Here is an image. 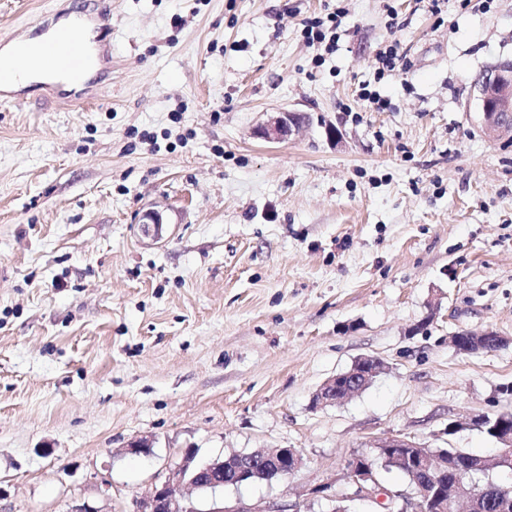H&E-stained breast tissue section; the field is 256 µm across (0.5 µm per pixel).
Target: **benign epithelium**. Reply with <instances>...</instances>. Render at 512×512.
I'll list each match as a JSON object with an SVG mask.
<instances>
[{"label": "benign epithelium", "instance_id": "7a95c632", "mask_svg": "<svg viewBox=\"0 0 512 512\" xmlns=\"http://www.w3.org/2000/svg\"><path fill=\"white\" fill-rule=\"evenodd\" d=\"M479 121L485 135L491 140L512 139V59H505L487 67L473 83ZM304 122L294 112L283 111L263 123L258 133L269 142H282L299 135ZM384 370L383 363L374 357L359 358L344 374L326 380L313 395V404L326 406L362 391ZM494 433L500 445L502 464L512 468V427L498 426ZM387 448L394 457L409 465L417 473L427 472V462L432 451L424 443L401 436L388 437L376 444ZM196 451L188 449L179 462L169 468L165 480L155 486L142 503L139 512H196L192 501L179 497L175 489L187 486L193 490L199 472L195 460ZM385 459L380 453L375 458L356 455L345 462L347 487L351 493L347 499H368L378 503L387 512H448V499L437 488L413 478L410 491H392L383 487L376 478L377 460ZM304 464L302 453L296 448H272L250 453H232L223 461L215 462L207 469L216 472L214 479L204 488L211 492L227 486H239L242 479L257 470L280 473L283 476L299 471ZM456 488L475 505L471 512H479V502L485 489L457 478ZM310 495L330 501L339 497L336 482L326 481L310 488Z\"/></svg>", "mask_w": 512, "mask_h": 512}]
</instances>
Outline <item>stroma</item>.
Instances as JSON below:
<instances>
[{"instance_id":"1","label":"stroma","mask_w":512,"mask_h":512,"mask_svg":"<svg viewBox=\"0 0 512 512\" xmlns=\"http://www.w3.org/2000/svg\"><path fill=\"white\" fill-rule=\"evenodd\" d=\"M107 6L95 77L0 102V512H137L188 448L300 450L225 489L253 512H329L310 488L392 435L496 455L467 422L512 412V141L470 86L512 59V0H0V49ZM339 8L315 64L302 24ZM390 41L380 107L357 89ZM282 109L306 130L265 141ZM363 356L384 372L313 406Z\"/></svg>"}]
</instances>
